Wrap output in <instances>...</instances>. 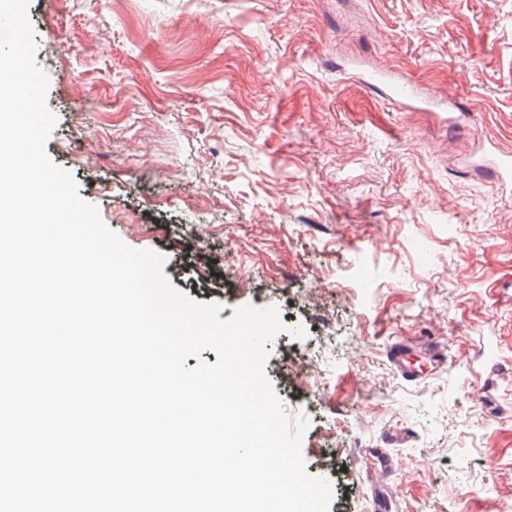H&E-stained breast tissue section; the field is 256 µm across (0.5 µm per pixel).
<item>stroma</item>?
Listing matches in <instances>:
<instances>
[{
	"label": "stroma",
	"instance_id": "stroma-1",
	"mask_svg": "<svg viewBox=\"0 0 512 512\" xmlns=\"http://www.w3.org/2000/svg\"><path fill=\"white\" fill-rule=\"evenodd\" d=\"M46 144L193 300L274 307L265 372L330 512H512V0H28ZM380 72L435 96L413 109ZM464 118L439 123L446 98ZM430 339L409 382L385 355ZM368 448L398 470L383 481Z\"/></svg>",
	"mask_w": 512,
	"mask_h": 512
}]
</instances>
